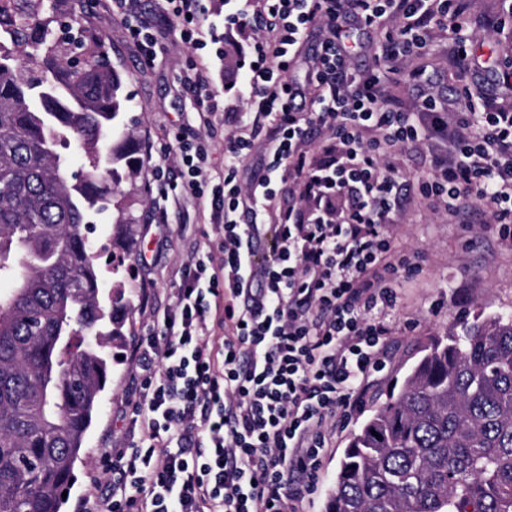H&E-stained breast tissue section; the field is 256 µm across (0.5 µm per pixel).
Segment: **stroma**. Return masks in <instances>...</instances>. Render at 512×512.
Instances as JSON below:
<instances>
[{
  "label": "stroma",
  "instance_id": "stroma-1",
  "mask_svg": "<svg viewBox=\"0 0 512 512\" xmlns=\"http://www.w3.org/2000/svg\"><path fill=\"white\" fill-rule=\"evenodd\" d=\"M467 7L475 23L468 53L489 61L490 66H451L454 43L448 33H435L422 56L433 75L435 90L445 97L464 86L472 95L490 91L502 104H510L512 89L499 84L498 78L506 62L512 61V16L502 0H468ZM85 16L109 46L113 65L128 78L134 131L142 152L151 153L153 162H160L165 144L180 126L194 120V104L178 85L179 75L192 57L191 50L171 42L154 64L145 65L138 59L125 21L112 13L106 0H90ZM122 190L127 205L140 215V223L132 225L125 236H117L112 214L106 211L96 216L90 239L100 250L102 300H110L116 289L124 291V340L116 349L118 358L111 365L99 412L85 437V456L75 464L76 481L67 493L62 512H77V502L89 487L90 475L104 471L109 449L131 442L129 409L139 396L136 371L129 359L132 342L149 334L155 317L172 307V269L187 260L195 245H207L214 238L208 217L199 213L194 200L162 198L146 174L124 183ZM163 211L169 215V233L166 241L157 245L150 238L159 231V214ZM397 245L418 255L422 269L403 284L404 299L391 314L394 334L388 364L365 382L360 407L333 433L319 487L305 501L306 512H325L351 433L371 410L387 400L391 391L400 389L431 337L444 335L462 321L496 314L512 316V243L501 240L495 231L477 235L467 225L419 208L400 225ZM145 250L153 257L152 265L146 268L138 263ZM144 287L150 290L145 306L139 297Z\"/></svg>",
  "mask_w": 512,
  "mask_h": 512
}]
</instances>
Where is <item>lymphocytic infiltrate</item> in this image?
I'll return each instance as SVG.
<instances>
[{"instance_id":"1","label":"lymphocytic infiltrate","mask_w":512,"mask_h":512,"mask_svg":"<svg viewBox=\"0 0 512 512\" xmlns=\"http://www.w3.org/2000/svg\"><path fill=\"white\" fill-rule=\"evenodd\" d=\"M140 59L153 63L169 37L197 50L182 86L198 130L175 135L167 154L178 180L149 167L161 194L179 189L210 205L213 250L174 272L173 308L139 337L142 371L132 425L139 439L106 459L108 481L91 476L80 512H304L317 487L328 432L380 364L385 311L416 255L393 244L407 201L451 216L486 206L512 241V107L492 98L450 111L425 68L408 66L429 32L447 28L465 57L470 21L462 0H250L233 12L208 0H111ZM325 33L304 79L291 56L315 21ZM378 37L375 63L360 70L346 38ZM255 34L238 97L254 119L221 102L225 29ZM412 107L387 98L395 76ZM224 178L209 169L218 119ZM426 146L433 175L408 178L393 156ZM261 157L247 182L239 168ZM272 230V257L252 243Z\"/></svg>"}]
</instances>
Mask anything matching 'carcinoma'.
I'll return each instance as SVG.
<instances>
[{"instance_id":"obj_1","label":"carcinoma","mask_w":512,"mask_h":512,"mask_svg":"<svg viewBox=\"0 0 512 512\" xmlns=\"http://www.w3.org/2000/svg\"><path fill=\"white\" fill-rule=\"evenodd\" d=\"M58 2L0 0V512H61L74 482L125 307L102 305L86 228L144 164L125 74L91 25L58 38ZM326 512H512L511 318L424 349L352 435Z\"/></svg>"}]
</instances>
